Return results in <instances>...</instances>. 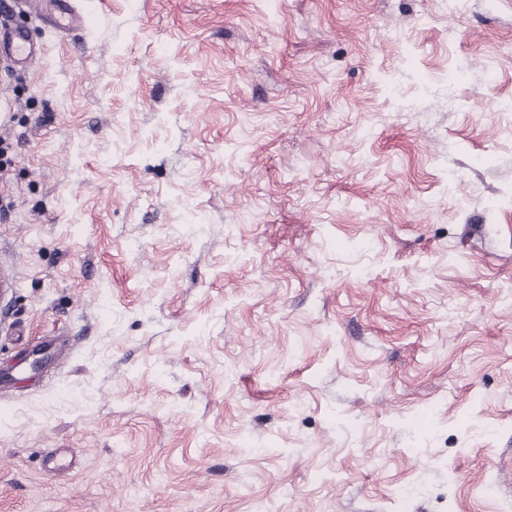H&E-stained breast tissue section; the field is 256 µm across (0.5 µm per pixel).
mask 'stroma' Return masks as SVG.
I'll use <instances>...</instances> for the list:
<instances>
[{
    "mask_svg": "<svg viewBox=\"0 0 512 512\" xmlns=\"http://www.w3.org/2000/svg\"><path fill=\"white\" fill-rule=\"evenodd\" d=\"M74 5L0 0V512H506L512 0ZM58 4H55V9H49L40 0H29L26 4L29 9L36 10L47 16V18L57 27L62 30H67L72 26L82 23L83 16L76 13L68 3L69 0H57ZM58 15H57V14Z\"/></svg>",
    "mask_w": 512,
    "mask_h": 512,
    "instance_id": "obj_1",
    "label": "stroma"
}]
</instances>
